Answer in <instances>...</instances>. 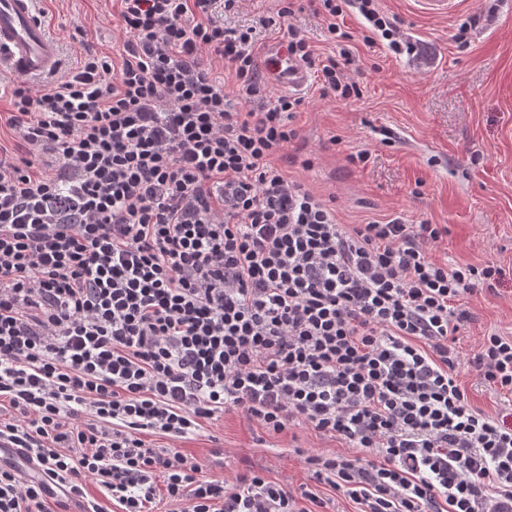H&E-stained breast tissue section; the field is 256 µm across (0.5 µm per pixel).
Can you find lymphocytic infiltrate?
I'll return each mask as SVG.
<instances>
[{"mask_svg":"<svg viewBox=\"0 0 512 512\" xmlns=\"http://www.w3.org/2000/svg\"><path fill=\"white\" fill-rule=\"evenodd\" d=\"M119 2V57L90 51L43 88L9 91L30 156L0 159V438L44 477L0 463V512H48L55 488L103 512L88 480L121 512H155L159 479L177 512L322 505L262 471L202 479L197 458L143 438L174 443L231 411L368 451L306 459L358 512H504L512 426L455 375L467 363L512 395V336L485 334L466 359L455 346L460 301L503 268L437 259L446 230L426 220L340 223L288 177L274 158L298 139L304 100L273 93L255 29L215 20V0ZM306 2L334 49L292 27L289 53L322 97L360 98L338 20L359 13L365 44L398 53L397 19L377 0Z\"/></svg>","mask_w":512,"mask_h":512,"instance_id":"f902f5d3","label":"lymphocytic infiltrate"}]
</instances>
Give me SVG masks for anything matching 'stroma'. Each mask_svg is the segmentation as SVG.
Segmentation results:
<instances>
[{"instance_id": "stroma-1", "label": "stroma", "mask_w": 512, "mask_h": 512, "mask_svg": "<svg viewBox=\"0 0 512 512\" xmlns=\"http://www.w3.org/2000/svg\"><path fill=\"white\" fill-rule=\"evenodd\" d=\"M484 5L458 0L452 13L434 15L423 12L417 0H380L381 10L396 17L416 44L414 57L366 46L363 19L345 15L342 27L361 60L363 96L335 102L305 89L295 120L301 137L283 152L288 175L333 199L341 223L383 215L409 224L426 219L448 229L433 256L505 268L497 288L463 301L469 320L456 348L464 358L484 333L512 336V0H500L496 23L468 45L455 40L460 23ZM44 10L65 63L85 49L109 51L124 41L117 0H46ZM292 26L305 31L319 51H332L319 20L303 11L262 30L256 53L286 39ZM361 150L370 152L368 163H349V155ZM306 159L311 169L302 168ZM459 380L472 405L512 424V401L468 369H461ZM177 446L198 458L207 475L231 478L262 468L293 492L313 483L305 456L324 450L362 454L304 424L266 433L237 412L202 421Z\"/></svg>"}]
</instances>
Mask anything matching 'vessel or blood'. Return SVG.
I'll return each instance as SVG.
<instances>
[{"label": "vessel or blood", "instance_id": "b4317fda", "mask_svg": "<svg viewBox=\"0 0 512 512\" xmlns=\"http://www.w3.org/2000/svg\"><path fill=\"white\" fill-rule=\"evenodd\" d=\"M41 4L42 0H0V71L7 69L34 81L58 71L62 47L48 29ZM266 59L283 88L306 87V68L290 58L283 45L272 43Z\"/></svg>", "mask_w": 512, "mask_h": 512}]
</instances>
